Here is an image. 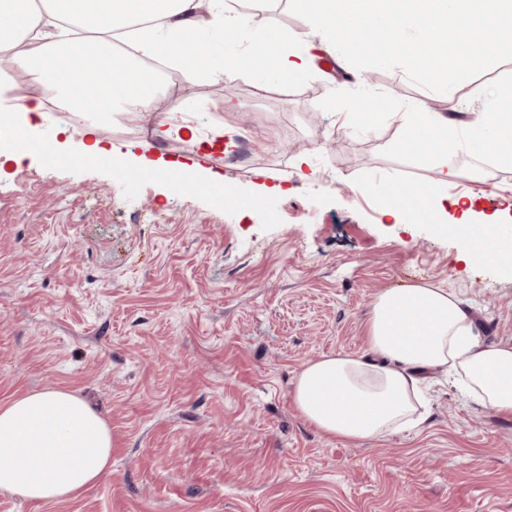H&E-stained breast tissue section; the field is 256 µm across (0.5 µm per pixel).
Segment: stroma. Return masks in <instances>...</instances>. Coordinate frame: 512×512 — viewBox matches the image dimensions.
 <instances>
[{"instance_id": "stroma-1", "label": "stroma", "mask_w": 512, "mask_h": 512, "mask_svg": "<svg viewBox=\"0 0 512 512\" xmlns=\"http://www.w3.org/2000/svg\"><path fill=\"white\" fill-rule=\"evenodd\" d=\"M247 12L280 38L307 21L286 0ZM303 78L185 82L181 63L152 112L44 122L54 148L81 151L84 126L127 166L163 159L165 175L115 178L0 152V406L73 392L112 432V471L80 495L0 512H512V420L426 371L428 418L362 442L320 435L293 404L310 361L365 350L376 295L433 283L471 306L488 343L512 340V274L460 257L431 224H396L383 193L433 164L399 148L416 104L475 121L477 88L512 82V54L466 80L430 85L402 59L333 55ZM375 70L377 84L363 76ZM191 126L157 138L171 102ZM375 111L370 122L352 112ZM215 139L194 150L191 129ZM307 156L306 175L294 160ZM219 174L234 201L175 194L178 164ZM449 199L474 198V223L512 227V167L458 150ZM282 185L278 195L267 189Z\"/></svg>"}]
</instances>
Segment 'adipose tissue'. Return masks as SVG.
I'll list each match as a JSON object with an SVG mask.
<instances>
[{"label":"adipose tissue","mask_w":512,"mask_h":512,"mask_svg":"<svg viewBox=\"0 0 512 512\" xmlns=\"http://www.w3.org/2000/svg\"><path fill=\"white\" fill-rule=\"evenodd\" d=\"M307 16L306 31L278 42L253 32L248 18L226 0H0V51H12L14 69L68 94L64 64L98 72L86 96L106 112H150L157 83L148 81L141 58L192 57L194 80L248 78L263 73L279 80L308 75L312 52L353 51L367 32L387 30L391 44L374 50L380 60L433 53L421 66L433 83L466 76L512 43L502 33L479 47L435 49L442 30L459 20L492 16L512 21V0H289ZM216 29L235 46L203 42ZM121 84L122 97L112 95ZM488 108L462 138L449 137L454 123L417 106L404 117L401 146L436 163L448 176V154L461 149L512 167V83L486 93ZM429 221L457 238L462 256L512 272V231L501 224L444 223L447 197L425 187ZM366 350L336 353L308 362L299 372L293 402L321 434L346 440L383 439L420 427L427 418L419 373L442 368L453 387L496 416L512 419V342L485 343L472 310L453 292L432 283L381 292L366 319ZM112 469L107 424L72 392H32L0 407V492L28 502L65 500Z\"/></svg>","instance_id":"adipose-tissue-1"}]
</instances>
